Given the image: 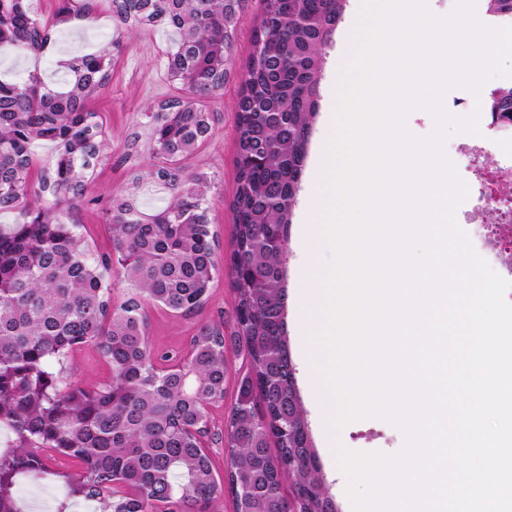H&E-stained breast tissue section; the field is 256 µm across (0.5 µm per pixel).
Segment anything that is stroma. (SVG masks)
Returning a JSON list of instances; mask_svg holds the SVG:
<instances>
[{
    "label": "stroma",
    "mask_w": 512,
    "mask_h": 512,
    "mask_svg": "<svg viewBox=\"0 0 512 512\" xmlns=\"http://www.w3.org/2000/svg\"><path fill=\"white\" fill-rule=\"evenodd\" d=\"M91 2L93 10L90 15L60 24L55 19L58 0H29L37 17L51 26L52 43L37 59L16 47L1 46L0 77L14 79L35 70L41 73L45 82L58 86L66 75L65 60L77 53L93 51L107 41H116L117 47L112 51V79L93 102L94 109L103 117L109 158L95 167L86 187L87 202L77 214L89 245L94 252L102 254L111 250L105 211L112 198L134 197L139 209L148 213L163 206L171 195L162 182L150 176L147 152L149 127L145 110L147 106L182 96L183 91L167 75V58L174 46V35L170 29L146 26L126 31L113 23L110 0ZM262 9V0H245L234 33V65L225 80L224 92L218 98L205 102L213 114L211 133L199 151L183 162L185 170L206 172L212 180L209 218L218 233V255L223 259L229 258L235 242L232 220L236 180L234 103L241 71L252 49L253 29L259 22ZM340 64L335 48H328L320 90V109L305 162V168L309 171L318 163L329 131V106ZM498 137V131L484 124L479 134H456L445 144L448 157L469 187L467 199L456 210L458 224H465L468 213L477 202L476 171L505 163L504 156L493 146ZM299 229V224L294 223L289 230L288 343L319 467L328 488L332 489L336 486L334 470L338 465L334 444H341L351 451L393 454L402 448L404 439L398 429L376 418L348 423L337 430L336 438L332 441L323 433L320 413L329 407L330 400L311 378L304 363L307 341L301 328L303 309L297 295L302 269ZM147 313L149 339L156 351L188 353L190 339L202 324L220 320L225 328H232L235 313L231 279L224 275L213 283L206 306L194 318L177 319L166 311L152 307L148 308ZM227 357L231 373L227 377L224 402L209 411V425L214 438L207 447L216 470L220 472L225 469L224 445L217 441L216 436L223 433L224 420L234 403V372L240 366L235 351H228ZM41 456L45 464L44 475L37 480L24 478L20 481L24 512H33V503L41 497L46 500L45 512H56L62 503L66 504L67 512H97L96 502L69 493L77 475L76 463L48 449L42 450Z\"/></svg>",
    "instance_id": "stroma-1"
}]
</instances>
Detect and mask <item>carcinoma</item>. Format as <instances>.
<instances>
[{
	"label": "carcinoma",
	"instance_id": "1",
	"mask_svg": "<svg viewBox=\"0 0 512 512\" xmlns=\"http://www.w3.org/2000/svg\"><path fill=\"white\" fill-rule=\"evenodd\" d=\"M85 2L62 0L58 21L85 14ZM344 2L265 0L235 101V248L226 266L216 254L208 176L186 174L181 163L211 131L202 101L224 91L243 0H112L118 26L175 31L168 75L191 96L146 113L150 175L170 186L171 198L150 213L113 201L106 254L65 218L104 159L103 123L89 101L111 80L112 44L68 59L63 87L36 70L0 79V210L20 215L0 229V430L11 435L0 448V512H21L17 480L43 472L40 448L78 463L71 494L96 501L99 512H218L227 490L236 512H282L287 497L296 512H336L295 394L286 272L325 49ZM50 40L28 0H0V45L39 57ZM489 113L493 125L512 124V87L492 93ZM41 141L56 154L34 193L32 147ZM226 268L235 334L201 325L189 356L163 371L160 362L172 357L151 347L144 304L193 318ZM107 274L128 290L119 304ZM229 344L244 372L224 426L221 478L203 445L204 405L224 403ZM86 346L110 366L94 388L68 374L70 354ZM116 478L136 495L112 498Z\"/></svg>",
	"mask_w": 512,
	"mask_h": 512
}]
</instances>
